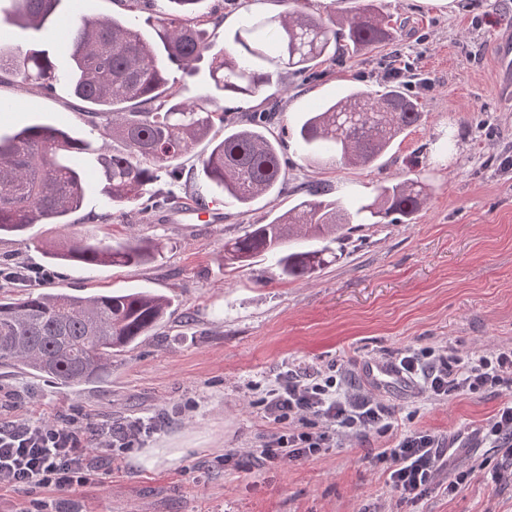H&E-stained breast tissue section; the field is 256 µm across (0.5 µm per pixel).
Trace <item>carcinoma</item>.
I'll return each mask as SVG.
<instances>
[{
  "label": "carcinoma",
  "instance_id": "carcinoma-1",
  "mask_svg": "<svg viewBox=\"0 0 512 512\" xmlns=\"http://www.w3.org/2000/svg\"><path fill=\"white\" fill-rule=\"evenodd\" d=\"M0 23L35 33L45 30L60 0H8ZM152 36L115 17H79L67 42L66 78L74 96L88 104L81 115L102 141L121 142L112 152L48 124L0 136V236L26 238L35 224H67L83 206L86 169L99 171L102 213L108 221L125 215L131 203L158 196L162 178L179 180L180 160L198 141L210 149L199 158L191 201L206 209L224 195L230 205L249 207L281 193L287 164L286 141L269 136V112H255L244 126L226 124L222 101L260 96L279 80L336 62L339 52H358L395 39L390 19L373 4L339 17L304 11L302 0H282L274 15H242L224 35L229 51H214L212 32L224 23L217 9L200 12L203 0H165ZM210 58L207 92L186 97L182 91L197 75L196 63ZM177 66L181 76L171 75ZM23 86L51 90L59 78L51 53L38 40L25 48L0 47V73ZM421 112L398 84L378 95L353 88L310 112L296 132L312 162L372 164ZM224 132L217 137L218 132ZM299 202L265 224L224 242L228 265H248L257 257L271 263L280 278H310L336 261L327 245L298 248L302 239L326 240L357 224L409 222L427 192L421 182L404 178L379 189L376 198L349 212L324 200L322 183L301 187ZM163 245L137 236L112 244L94 233H75L66 252L55 259L84 266H129L152 262ZM173 314L169 297L140 288L107 294L72 295L56 290L0 298V363L31 375L79 387L112 372V358L125 352Z\"/></svg>",
  "mask_w": 512,
  "mask_h": 512
}]
</instances>
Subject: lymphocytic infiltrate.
Listing matches in <instances>:
<instances>
[{
	"instance_id": "1",
	"label": "lymphocytic infiltrate",
	"mask_w": 512,
	"mask_h": 512,
	"mask_svg": "<svg viewBox=\"0 0 512 512\" xmlns=\"http://www.w3.org/2000/svg\"><path fill=\"white\" fill-rule=\"evenodd\" d=\"M394 368L413 380L420 394L433 401L485 391L504 393L505 400L484 427L486 439L505 459L486 474L488 484L512 483V347H495L460 356L456 348L404 351ZM267 419L287 423L258 448L262 467L280 468L317 457L337 444V435L374 433L386 440L378 459L388 464V484L399 499H421L448 466V440L431 430L395 433L392 414L373 397L343 390L335 375L291 371L259 401ZM144 431L135 421L111 430L98 456L89 445L94 427L80 417L65 422L0 424V488H55L66 491L83 484L99 459L117 461L137 447Z\"/></svg>"
}]
</instances>
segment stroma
Masks as SVG:
<instances>
[{"label":"stroma","instance_id":"1","mask_svg":"<svg viewBox=\"0 0 512 512\" xmlns=\"http://www.w3.org/2000/svg\"><path fill=\"white\" fill-rule=\"evenodd\" d=\"M224 8L222 34L243 12L277 14L283 0H207ZM396 21L389 44L318 67L314 78L283 73L266 97L226 102V120L275 109L273 132H295L305 113L361 86L413 84L422 118L376 163L309 164L288 142L284 190L242 210L211 203L215 220L196 224L176 211L91 222L100 197L90 192L69 226L34 225L31 244L0 238V260L49 272L70 294L147 288L173 301L165 319L112 360L110 376L64 388L0 365V423L55 421L78 411L100 431L143 418L157 425L124 462L105 466L71 493L0 490V512H512V484L492 487L484 470L500 465L488 446L458 448L448 468L415 504L398 502L387 483L381 445L370 434L277 470L253 450L275 429L258 405L265 386L287 369L345 370L365 385L363 366L403 350L454 345L464 354L512 346V98L499 89L498 47L512 35V0H377ZM59 14L135 17L149 30L154 7L127 0H61ZM82 103L66 83L43 92L0 81V134L51 124L91 138ZM413 178L428 187L409 224H364L334 242L336 260L305 279H282L267 261L224 265V242L292 207L300 186L325 184L346 207L378 186ZM95 231L165 248L145 265L86 268L54 260L71 233ZM398 432L431 429L451 437L479 432L504 400L479 393L428 402L416 391L382 392ZM470 470L467 483L449 484Z\"/></svg>","mask_w":512,"mask_h":512}]
</instances>
